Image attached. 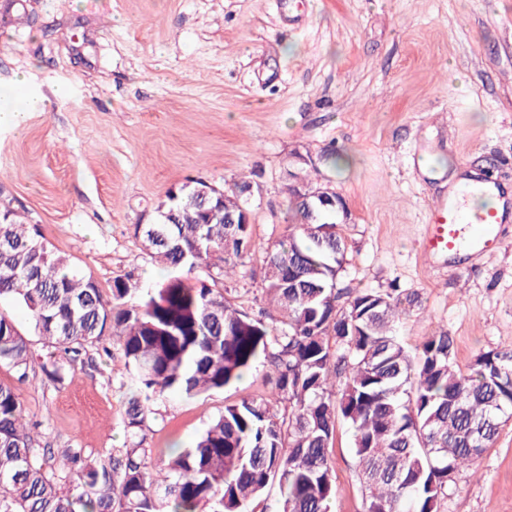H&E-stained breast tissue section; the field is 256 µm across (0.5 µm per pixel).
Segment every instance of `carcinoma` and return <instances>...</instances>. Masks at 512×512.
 Listing matches in <instances>:
<instances>
[{"label": "carcinoma", "mask_w": 512, "mask_h": 512, "mask_svg": "<svg viewBox=\"0 0 512 512\" xmlns=\"http://www.w3.org/2000/svg\"><path fill=\"white\" fill-rule=\"evenodd\" d=\"M247 186L205 202L184 187L176 202H160L134 235L170 275L145 289L119 277L109 300L48 247L39 225L0 211V300L29 312L50 349L41 369L56 382L112 335L136 387L124 417L130 434L143 430L156 397L222 390L260 358L272 384L267 398L225 406L193 446L151 470L138 442L96 457L51 447L15 388L0 383V512H250L271 482L281 491L277 512H329L341 423L364 512H439L454 476L494 446L512 416V346L477 355L465 371L446 330L410 352L398 325L419 314L418 297L343 284L334 207L291 198L297 224L265 256L270 322L209 284L212 269L227 274L250 253L240 211ZM31 359L29 340L1 311L0 365L23 382Z\"/></svg>", "instance_id": "obj_1"}]
</instances>
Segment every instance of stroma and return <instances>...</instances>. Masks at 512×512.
Here are the masks:
<instances>
[{"mask_svg":"<svg viewBox=\"0 0 512 512\" xmlns=\"http://www.w3.org/2000/svg\"><path fill=\"white\" fill-rule=\"evenodd\" d=\"M0 0V99L17 78L45 99L23 130L0 126V203L91 276L147 286L161 269L134 227L169 190L251 182L253 251L225 296L266 304L264 258L293 224L289 188L330 186L346 201L343 281L418 295L399 334L409 349L435 331L467 367L512 345V223L500 248L427 257L429 206L476 172L512 194V0ZM35 360L26 382L0 366L44 441L97 455L131 441L129 367L111 337L64 381L41 370L28 312L0 302ZM263 363L237 383L167 395L137 438L152 451L193 445L225 405L267 396ZM351 433L333 448L330 512H363ZM441 512H512V422L474 471L457 475Z\"/></svg>","mask_w":512,"mask_h":512,"instance_id":"stroma-1","label":"stroma"}]
</instances>
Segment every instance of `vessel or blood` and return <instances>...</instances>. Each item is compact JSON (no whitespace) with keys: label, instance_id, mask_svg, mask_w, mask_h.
Returning a JSON list of instances; mask_svg holds the SVG:
<instances>
[{"label":"vessel or blood","instance_id":"1","mask_svg":"<svg viewBox=\"0 0 512 512\" xmlns=\"http://www.w3.org/2000/svg\"><path fill=\"white\" fill-rule=\"evenodd\" d=\"M473 194L467 186L457 198L435 202L422 242L424 255L451 256L464 249L480 256L499 247L501 226L512 219V209L495 203L470 205Z\"/></svg>","mask_w":512,"mask_h":512}]
</instances>
